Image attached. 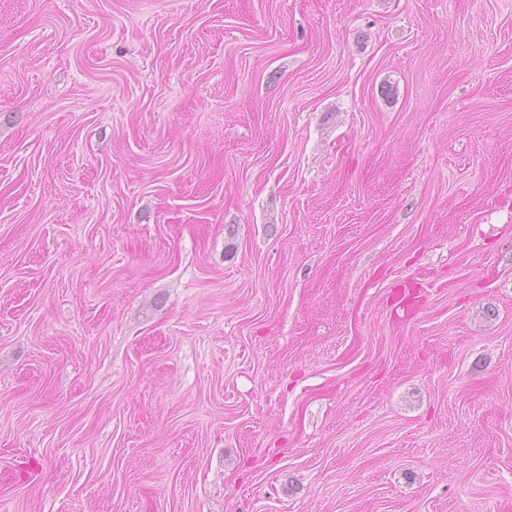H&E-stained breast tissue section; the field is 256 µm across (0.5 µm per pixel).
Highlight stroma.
<instances>
[{
    "instance_id": "stroma-1",
    "label": "stroma",
    "mask_w": 512,
    "mask_h": 512,
    "mask_svg": "<svg viewBox=\"0 0 512 512\" xmlns=\"http://www.w3.org/2000/svg\"><path fill=\"white\" fill-rule=\"evenodd\" d=\"M0 512H512V0H0Z\"/></svg>"
}]
</instances>
